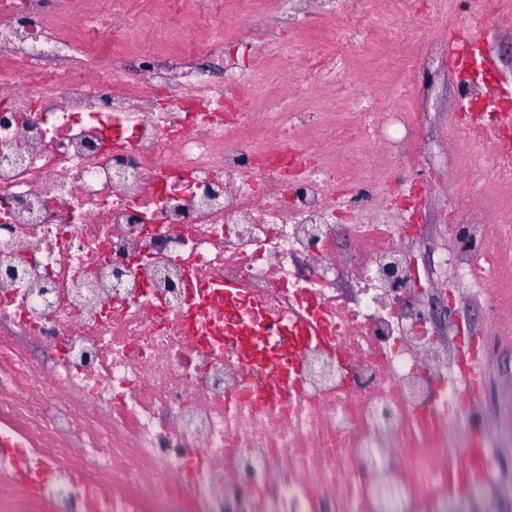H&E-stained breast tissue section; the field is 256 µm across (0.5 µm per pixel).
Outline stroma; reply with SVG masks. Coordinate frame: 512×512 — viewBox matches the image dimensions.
<instances>
[{
	"mask_svg": "<svg viewBox=\"0 0 512 512\" xmlns=\"http://www.w3.org/2000/svg\"><path fill=\"white\" fill-rule=\"evenodd\" d=\"M228 12L244 10L254 16L256 27L249 38H236L224 24L214 22L203 28V35L223 43L217 55L199 56L198 62L212 81L224 88L225 99L235 103L257 104L273 100L278 86L269 73V62L260 52L261 41L270 39L282 55L298 58L313 53L324 41L336 40L347 46L339 61L342 76L360 77V94L348 106L349 112H361L371 106L406 113L415 141L413 152L394 156L391 177L380 189L383 208L378 223L401 226L410 219L409 211L396 205L397 197L419 188V232L430 243L429 250L418 257L419 265L437 261L440 250L451 239L452 226L480 219L479 206L463 207L453 192L458 158L452 143L453 129L461 115L462 97L455 77L453 55L432 56L422 60L411 73V90H404L398 72L383 76L364 50L366 29L374 15H384V32L376 33L379 47H387V32H400L401 43L414 45L421 39H433L453 45H469L473 36L465 24L470 10L481 7L482 0H456L447 23L438 20L440 0H377L370 8L352 14V0H284L276 11L265 10L262 0H223ZM167 15L155 12L149 28L137 47L129 52L126 65L138 71L144 56L155 58L157 65H167L181 55L184 44L158 41L166 30ZM482 44L493 74L512 80V29L487 26ZM241 75L236 85H225L227 71ZM488 375L477 408L484 421L490 455L497 472L487 482L483 497L472 500L469 512H512V342L495 345L485 357Z\"/></svg>",
	"mask_w": 512,
	"mask_h": 512,
	"instance_id": "stroma-1",
	"label": "stroma"
}]
</instances>
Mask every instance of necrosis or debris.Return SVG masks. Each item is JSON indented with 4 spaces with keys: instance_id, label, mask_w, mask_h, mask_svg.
Masks as SVG:
<instances>
[{
    "instance_id": "necrosis-or-debris-1",
    "label": "necrosis or debris",
    "mask_w": 512,
    "mask_h": 512,
    "mask_svg": "<svg viewBox=\"0 0 512 512\" xmlns=\"http://www.w3.org/2000/svg\"><path fill=\"white\" fill-rule=\"evenodd\" d=\"M93 3L0 0V512H448L477 401L356 157L404 151L401 116L225 119L202 71L131 73L138 17ZM454 140L461 199L500 204L443 262L511 338L512 155L475 191L490 144Z\"/></svg>"
}]
</instances>
